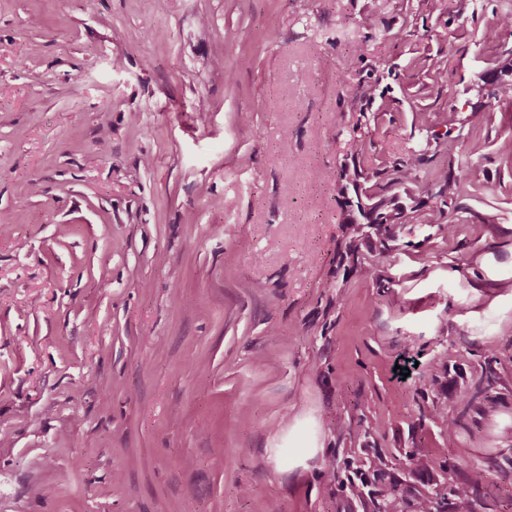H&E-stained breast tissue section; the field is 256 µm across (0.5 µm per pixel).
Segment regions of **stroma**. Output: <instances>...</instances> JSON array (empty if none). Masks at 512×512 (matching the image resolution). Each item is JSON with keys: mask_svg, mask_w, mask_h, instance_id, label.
<instances>
[{"mask_svg": "<svg viewBox=\"0 0 512 512\" xmlns=\"http://www.w3.org/2000/svg\"><path fill=\"white\" fill-rule=\"evenodd\" d=\"M510 12L0 0V512H344L362 419L512 512V102L477 91ZM414 152L471 170L466 209L363 279L336 172Z\"/></svg>", "mask_w": 512, "mask_h": 512, "instance_id": "1", "label": "stroma"}]
</instances>
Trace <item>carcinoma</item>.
Listing matches in <instances>:
<instances>
[{"mask_svg": "<svg viewBox=\"0 0 512 512\" xmlns=\"http://www.w3.org/2000/svg\"><path fill=\"white\" fill-rule=\"evenodd\" d=\"M497 97L512 99V61L499 68ZM421 155L413 153L403 160L382 168L364 169L354 164L343 165L336 174V194L343 213L345 255L354 259L350 270L368 280H378L379 267L391 261L389 241L395 238L401 224L448 223L453 233L455 216L465 209V173L451 168H438L430 174L433 197L440 199L435 207L427 206L411 195L409 185L419 182ZM368 245L374 252L371 262H359L360 248ZM429 416L444 425L451 434L461 424L448 420L447 408L433 404ZM355 466L336 473V492L347 493L349 500L362 512H438L436 505L444 503L443 512H473L478 502L489 512L497 504L483 493L484 471L470 469L466 484L459 485L449 476L431 472L432 461L415 453L405 459L388 457L378 448H352Z\"/></svg>", "mask_w": 512, "mask_h": 512, "instance_id": "carcinoma-1", "label": "carcinoma"}]
</instances>
